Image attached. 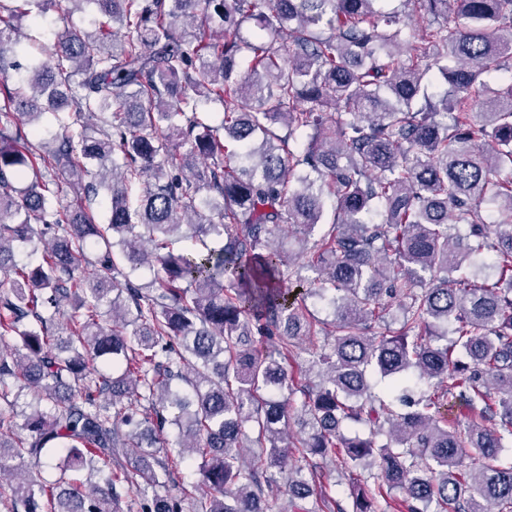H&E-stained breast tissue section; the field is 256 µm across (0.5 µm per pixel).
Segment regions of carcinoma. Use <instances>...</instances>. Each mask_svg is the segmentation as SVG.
<instances>
[{
  "label": "carcinoma",
  "mask_w": 512,
  "mask_h": 512,
  "mask_svg": "<svg viewBox=\"0 0 512 512\" xmlns=\"http://www.w3.org/2000/svg\"><path fill=\"white\" fill-rule=\"evenodd\" d=\"M63 1L54 39L21 31ZM381 2L0 0L12 508L123 512L125 487L139 512H184L170 487L186 462L204 487L193 512H264L285 471L278 512H316L305 500L329 459L377 470L350 506L323 499L330 512H378L386 487L402 512H512V0H406L423 19L410 46ZM87 3L92 33L69 27ZM21 249L38 262L17 265ZM303 270L332 321L290 299ZM320 333L306 350L319 383L294 382L288 347ZM419 381L433 393L414 399ZM448 397L475 418L448 424ZM28 461L57 477L1 481Z\"/></svg>",
  "instance_id": "1"
}]
</instances>
